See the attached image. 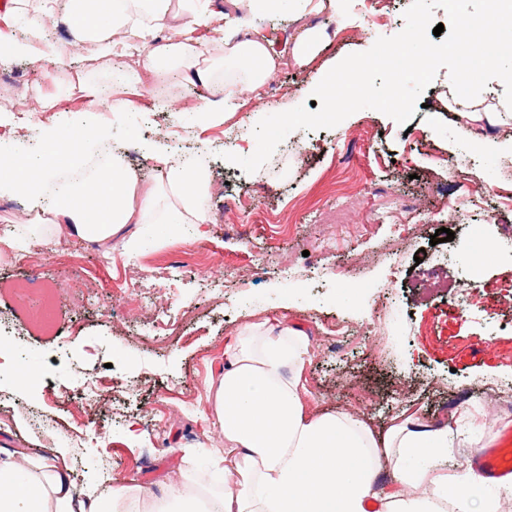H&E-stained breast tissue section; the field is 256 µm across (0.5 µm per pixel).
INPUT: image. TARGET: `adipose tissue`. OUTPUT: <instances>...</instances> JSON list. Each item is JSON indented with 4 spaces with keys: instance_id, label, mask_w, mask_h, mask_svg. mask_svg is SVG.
Listing matches in <instances>:
<instances>
[{
    "instance_id": "ef3b65f1",
    "label": "adipose tissue",
    "mask_w": 512,
    "mask_h": 512,
    "mask_svg": "<svg viewBox=\"0 0 512 512\" xmlns=\"http://www.w3.org/2000/svg\"><path fill=\"white\" fill-rule=\"evenodd\" d=\"M14 0L9 14L24 19L32 38L61 21L73 32L69 47L50 48L52 63L83 49L94 58L113 54L118 38L131 34L146 42L129 63L141 89L150 91L178 72L190 84L216 85L234 71L241 90L270 80L279 59L260 33L238 39L225 34L224 49L209 54L186 40V30L205 17L198 0ZM466 0H452L464 22L460 43L475 56L512 74V31L490 28L483 16L467 12ZM167 29L156 40L155 28ZM460 121L486 129L512 120L511 112L478 103L463 92L452 101ZM104 135L89 126L76 143L60 141L48 153L22 150L9 157L11 177L0 179V194L24 198L31 210L56 229L101 245L130 224H203L208 220L211 182L189 163L163 152L153 160L157 185L137 193V174L120 159L79 179L46 187L57 176L46 154L81 168L87 149ZM309 350L307 333L267 318L240 330L224 347V365L207 383L213 414L224 432V453L209 471L197 468L196 451H186L178 485L154 495L140 484L110 486L99 496H80L69 466L56 459L0 446V512H496L486 480L468 468L439 473L434 463L448 454V427L408 419L378 436L353 413L309 412L300 371ZM387 460L393 483L381 484L378 463ZM235 474L234 487L215 489L219 476ZM429 493H419L423 483Z\"/></svg>"
}]
</instances>
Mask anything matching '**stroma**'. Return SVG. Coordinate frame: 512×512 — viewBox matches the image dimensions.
<instances>
[{"label":"stroma","mask_w":512,"mask_h":512,"mask_svg":"<svg viewBox=\"0 0 512 512\" xmlns=\"http://www.w3.org/2000/svg\"><path fill=\"white\" fill-rule=\"evenodd\" d=\"M225 2L211 0L207 24L191 31L195 42L217 53L225 31L244 37L257 29L281 67L255 92L224 87L225 114L214 120L205 108L218 92L199 85L180 90L200 109L196 118L173 115L158 93L137 97L131 112L87 111L76 84L123 93L113 57L87 62L76 54L52 72L28 54L0 55L1 149L19 148L8 133L15 126H31L29 144L41 148L93 125L106 132L93 158L121 145L150 182L147 154L160 147L192 158L213 181L209 223L132 224L105 247L63 232L34 244L46 225L28 220L24 199L0 198V236L16 239L0 243V325L14 345L0 364V441L45 456L67 449L83 494L103 492L108 477L149 489L173 484L186 449H224L205 388L224 364L228 337L281 317L309 335L301 373L308 410H351L379 435L411 416L447 424L445 471L469 467L512 423L498 409L512 403V204L500 203L512 194V124L491 131L488 144L463 133L453 113L435 109L452 92L443 68L408 124L362 109L330 129L291 132L261 169L245 173L222 157L225 128H246L228 150L251 155L261 118L310 104L306 87L377 36L399 33L411 0H391V21L377 36L363 27L372 5L360 16L353 0H340L335 14L311 12L306 24L325 28L328 39L303 67L292 55L302 25L290 12L254 24ZM469 82L475 96L512 101V82L482 59ZM45 97L55 107L38 112ZM451 166L460 177L447 176ZM463 196L485 203L449 222ZM473 224L493 246L476 267L463 258ZM445 226L453 240L431 244ZM18 253L26 264L14 263ZM187 264L193 272H184ZM434 265L449 289L421 288ZM48 296L46 328L32 316ZM385 311L395 323L374 328ZM20 363L33 384L18 383ZM95 379L117 390L89 406L81 386ZM490 387L500 388V402L486 396Z\"/></svg>","instance_id":"1"}]
</instances>
